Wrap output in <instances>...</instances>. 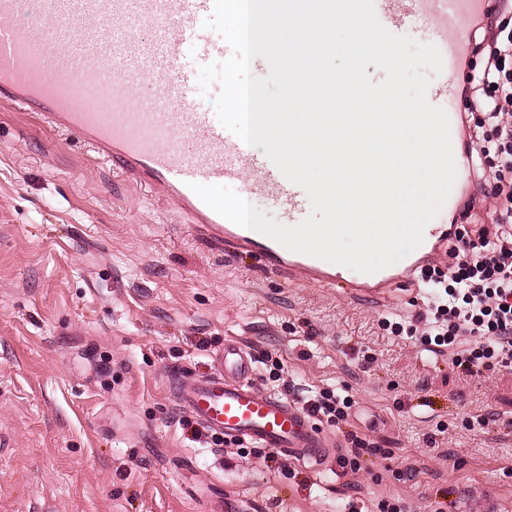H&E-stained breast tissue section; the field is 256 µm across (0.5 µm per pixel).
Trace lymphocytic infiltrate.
Returning a JSON list of instances; mask_svg holds the SVG:
<instances>
[{
  "mask_svg": "<svg viewBox=\"0 0 512 512\" xmlns=\"http://www.w3.org/2000/svg\"><path fill=\"white\" fill-rule=\"evenodd\" d=\"M479 28L482 66L462 88L461 128L475 174L488 186L483 193L488 219L474 233L459 228L447 269L425 268L437 293L418 316L424 324L420 342L428 351L472 337L459 361L469 375L512 367V180L504 175L512 170V30L489 15ZM300 404L332 426L345 420L352 406L349 397L329 388Z\"/></svg>",
  "mask_w": 512,
  "mask_h": 512,
  "instance_id": "lymphocytic-infiltrate-1",
  "label": "lymphocytic infiltrate"
}]
</instances>
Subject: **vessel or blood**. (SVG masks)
Returning <instances> with one entry per match:
<instances>
[{
    "label": "vessel or blood",
    "instance_id": "vessel-or-blood-1",
    "mask_svg": "<svg viewBox=\"0 0 512 512\" xmlns=\"http://www.w3.org/2000/svg\"><path fill=\"white\" fill-rule=\"evenodd\" d=\"M25 0H0V102L33 113L44 126L90 145L99 158L167 198L209 238L264 256L298 280L335 284L333 263L295 253L212 210L193 187H237L241 196L272 206L288 224L308 214L302 188L289 182L263 151L253 149L200 111L191 95L201 66L223 61L231 48L204 28L214 0H37L40 18L22 21ZM380 22L392 33L408 31L435 44L443 71L433 105L451 109L454 76L470 41L467 20L486 0H374ZM457 177L444 206L456 209L471 161L455 149ZM456 227L432 220L422 244L396 264L373 274L349 271L352 294L381 296L413 283ZM212 376L177 381L179 406L206 429L230 439L274 448L302 463L320 464L333 448L310 417L288 398L254 381L256 361L240 342L227 341Z\"/></svg>",
    "mask_w": 512,
    "mask_h": 512
}]
</instances>
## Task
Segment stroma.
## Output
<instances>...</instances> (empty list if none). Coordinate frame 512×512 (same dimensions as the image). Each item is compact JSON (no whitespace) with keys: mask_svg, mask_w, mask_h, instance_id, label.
<instances>
[{"mask_svg":"<svg viewBox=\"0 0 512 512\" xmlns=\"http://www.w3.org/2000/svg\"><path fill=\"white\" fill-rule=\"evenodd\" d=\"M425 284L386 302L290 280L258 254L235 259L171 205L113 174L88 147L0 106V512H512V368L470 376L397 336ZM254 380L309 397L344 390V429L375 446L340 477L241 458L200 442L170 382L203 379L226 339ZM288 461V460H287ZM414 467L415 479L404 477Z\"/></svg>","mask_w":512,"mask_h":512,"instance_id":"stroma-1","label":"stroma"}]
</instances>
